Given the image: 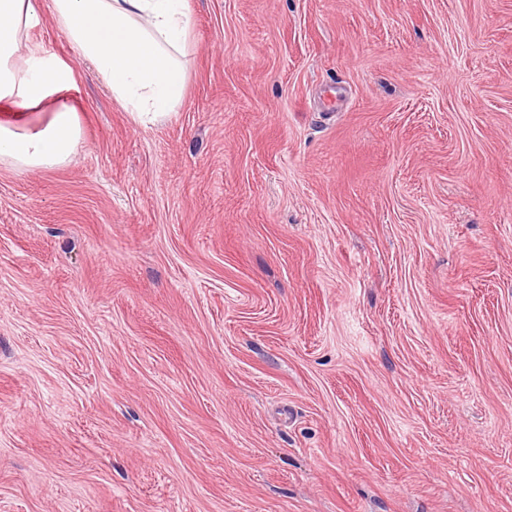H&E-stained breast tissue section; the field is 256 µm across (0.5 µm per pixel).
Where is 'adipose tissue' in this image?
<instances>
[{"label":"adipose tissue","instance_id":"adipose-tissue-1","mask_svg":"<svg viewBox=\"0 0 512 512\" xmlns=\"http://www.w3.org/2000/svg\"><path fill=\"white\" fill-rule=\"evenodd\" d=\"M50 7L81 59L94 65L136 123H156L181 103L186 86L181 58L190 33L187 0H50ZM35 16L32 0H0V100L27 111L54 105L46 123L0 124V162L20 170L63 165L81 141L75 108L59 101L74 69L29 48Z\"/></svg>","mask_w":512,"mask_h":512}]
</instances>
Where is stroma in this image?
Instances as JSON below:
<instances>
[{"mask_svg": "<svg viewBox=\"0 0 512 512\" xmlns=\"http://www.w3.org/2000/svg\"><path fill=\"white\" fill-rule=\"evenodd\" d=\"M48 3L82 144L0 163V512H512V0H188L148 127Z\"/></svg>", "mask_w": 512, "mask_h": 512, "instance_id": "obj_1", "label": "stroma"}]
</instances>
